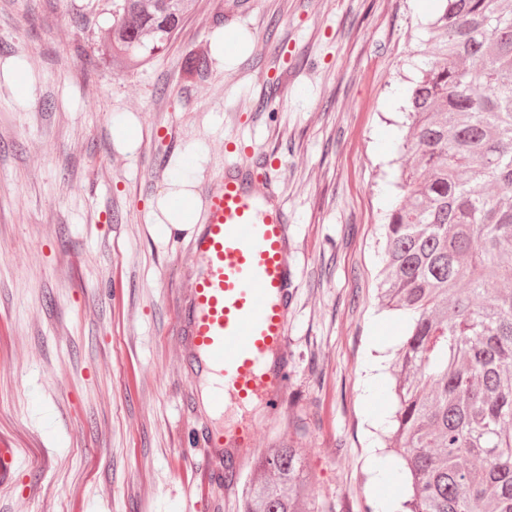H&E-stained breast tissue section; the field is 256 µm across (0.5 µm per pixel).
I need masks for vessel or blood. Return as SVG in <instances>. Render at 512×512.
I'll list each match as a JSON object with an SVG mask.
<instances>
[{
  "label": "vessel or blood",
  "instance_id": "obj_1",
  "mask_svg": "<svg viewBox=\"0 0 512 512\" xmlns=\"http://www.w3.org/2000/svg\"><path fill=\"white\" fill-rule=\"evenodd\" d=\"M258 175L252 167H227L207 188L202 219L188 239L193 282L177 311V333L190 378L213 381L209 409L222 408L228 396L242 403L274 400L286 381L285 372L270 371L267 363L287 348L298 274L283 199L257 192ZM252 443L248 428L232 443L210 433L211 472L223 473L231 447Z\"/></svg>",
  "mask_w": 512,
  "mask_h": 512
}]
</instances>
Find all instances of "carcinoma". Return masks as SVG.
<instances>
[{
	"instance_id": "1",
	"label": "carcinoma",
	"mask_w": 512,
	"mask_h": 512,
	"mask_svg": "<svg viewBox=\"0 0 512 512\" xmlns=\"http://www.w3.org/2000/svg\"><path fill=\"white\" fill-rule=\"evenodd\" d=\"M195 0H112L103 54L153 59ZM384 225L385 305L409 316L391 442L397 512H512V6L440 0ZM190 49L183 74L209 70ZM297 448L253 457L241 512H315Z\"/></svg>"
}]
</instances>
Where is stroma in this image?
Listing matches in <instances>:
<instances>
[{"label":"stroma","mask_w":512,"mask_h":512,"mask_svg":"<svg viewBox=\"0 0 512 512\" xmlns=\"http://www.w3.org/2000/svg\"><path fill=\"white\" fill-rule=\"evenodd\" d=\"M437 0H197L178 39L141 65L100 52L112 0H0V512H239L233 483L200 485L212 427L256 426L254 452L302 451L317 512L398 503L377 480L405 320L379 305L382 224L400 174L411 90ZM239 44L186 81L188 48ZM54 109H46V101ZM129 113L141 142L114 143ZM194 189L226 163L263 161L298 267L277 402L197 408L177 305L190 288L180 231L148 214L174 163Z\"/></svg>","instance_id":"stroma-1"}]
</instances>
